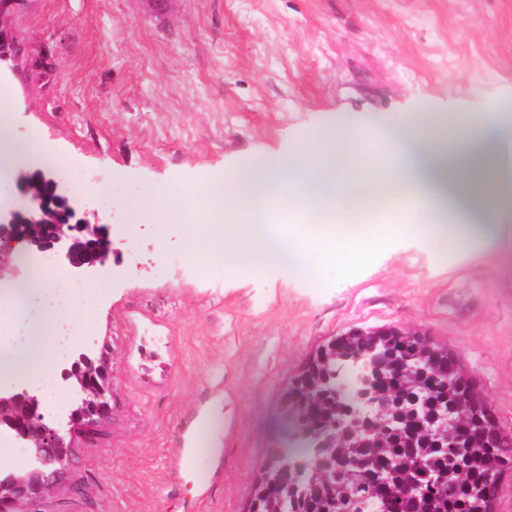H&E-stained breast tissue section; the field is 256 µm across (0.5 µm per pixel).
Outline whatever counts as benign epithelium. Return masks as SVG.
<instances>
[{
	"mask_svg": "<svg viewBox=\"0 0 512 512\" xmlns=\"http://www.w3.org/2000/svg\"><path fill=\"white\" fill-rule=\"evenodd\" d=\"M20 202L0 209V242L22 245L28 249L52 250L68 267L90 270L105 265L112 253L108 230L86 220H75L80 203L69 194L67 183L43 171L20 169L14 174ZM339 389L357 405L374 404L370 373L383 365L382 357H345ZM65 378H76L79 393L66 425L49 420L37 397L26 389L12 392L0 387V426L13 433L33 461L24 473H8L0 479V512H18L22 502L34 503L59 482L74 465L73 438L92 441L111 412L109 396L112 374L109 355L104 348L75 351L71 369ZM295 438L303 433V404L296 394L289 396L288 414Z\"/></svg>",
	"mask_w": 512,
	"mask_h": 512,
	"instance_id": "benign-epithelium-1",
	"label": "benign epithelium"
}]
</instances>
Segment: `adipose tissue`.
Returning a JSON list of instances; mask_svg holds the SVG:
<instances>
[{
    "mask_svg": "<svg viewBox=\"0 0 512 512\" xmlns=\"http://www.w3.org/2000/svg\"><path fill=\"white\" fill-rule=\"evenodd\" d=\"M501 104L491 103L477 117L444 124L440 135L421 133L418 117L402 129L410 156L377 155L372 143L355 132L321 133V146L281 160L262 157L236 173L238 206L233 223L214 227L209 256L233 258L239 270L257 273L293 260L300 269L326 261L343 266L357 256L343 248V226L319 225L326 213L345 211L360 200L365 182L378 185L399 222L372 232H353L364 250L412 233L444 236L452 249L474 238H493L503 230L504 193L512 179V127L501 129ZM297 221L280 228L276 214ZM54 341L33 336L25 348L0 354V375L35 382L53 363Z\"/></svg>",
    "mask_w": 512,
    "mask_h": 512,
    "instance_id": "obj_1",
    "label": "adipose tissue"
}]
</instances>
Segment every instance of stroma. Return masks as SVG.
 Here are the masks:
<instances>
[{"instance_id": "1", "label": "stroma", "mask_w": 512, "mask_h": 512, "mask_svg": "<svg viewBox=\"0 0 512 512\" xmlns=\"http://www.w3.org/2000/svg\"><path fill=\"white\" fill-rule=\"evenodd\" d=\"M0 21L16 38L15 126L112 176V255L87 276L112 411L40 512H248L289 385L353 329L449 348L512 435V233L455 252L407 234L354 268L248 275L179 253L230 223L232 184L220 210L177 198L334 125L389 154L410 115L432 132L512 100V0H14ZM155 191L169 263L146 215Z\"/></svg>"}]
</instances>
